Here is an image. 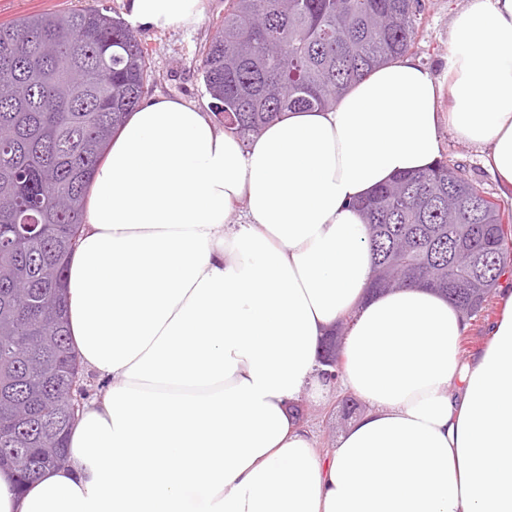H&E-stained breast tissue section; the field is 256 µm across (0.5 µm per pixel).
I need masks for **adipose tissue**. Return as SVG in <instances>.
<instances>
[{"label":"adipose tissue","instance_id":"ef3b65f1","mask_svg":"<svg viewBox=\"0 0 512 512\" xmlns=\"http://www.w3.org/2000/svg\"><path fill=\"white\" fill-rule=\"evenodd\" d=\"M206 8L126 4L147 31ZM444 125L512 189V0H465L444 77L401 56L248 143L144 98L95 170L67 270L97 392L64 467L21 491L0 470V512H512V282L467 354L445 298L367 293L355 203L433 166ZM341 321L336 384L367 409L322 452L298 403L329 392L318 350Z\"/></svg>","mask_w":512,"mask_h":512}]
</instances>
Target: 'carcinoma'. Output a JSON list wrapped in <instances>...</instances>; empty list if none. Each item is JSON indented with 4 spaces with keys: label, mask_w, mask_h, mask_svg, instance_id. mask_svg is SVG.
<instances>
[{
    "label": "carcinoma",
    "mask_w": 512,
    "mask_h": 512,
    "mask_svg": "<svg viewBox=\"0 0 512 512\" xmlns=\"http://www.w3.org/2000/svg\"><path fill=\"white\" fill-rule=\"evenodd\" d=\"M418 0H229L198 58L225 130L250 140L283 112L325 110L407 53ZM152 80L149 50L100 4L0 25V467L18 487L68 462L71 235L112 134ZM371 287L420 285L467 318L512 270V225L464 168L439 160L357 203Z\"/></svg>",
    "instance_id": "carcinoma-1"
}]
</instances>
